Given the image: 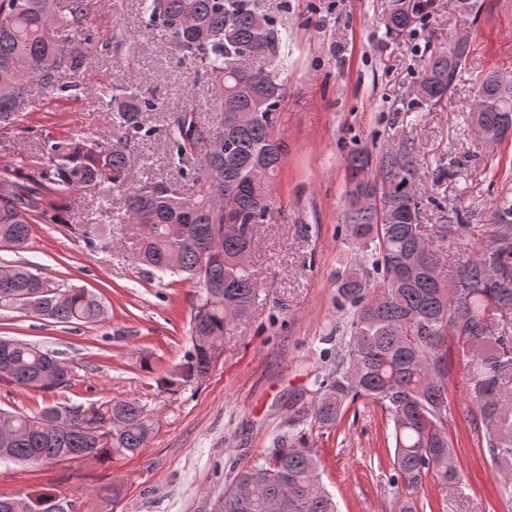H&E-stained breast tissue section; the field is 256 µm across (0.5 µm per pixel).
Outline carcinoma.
Masks as SVG:
<instances>
[{
	"instance_id": "obj_1",
	"label": "carcinoma",
	"mask_w": 512,
	"mask_h": 512,
	"mask_svg": "<svg viewBox=\"0 0 512 512\" xmlns=\"http://www.w3.org/2000/svg\"><path fill=\"white\" fill-rule=\"evenodd\" d=\"M142 33L169 43L181 63L211 85L212 110L221 130L200 123L183 109L169 119L166 140L172 165L188 183L129 179L130 143L148 136L142 113L161 110L155 98L114 83L88 87V93L112 105V121L122 138L104 142L73 134L44 141L47 162L39 170L0 168V243L27 247L31 224H61L59 203L73 209L71 193L99 188L123 194L122 210L112 220L133 239L134 259L152 275L191 280L199 288L191 315L190 347L183 361L157 379L160 390L176 396L201 382L210 362L224 357V335L238 320L251 316L261 286L251 267L238 261L247 240L220 236L217 226L241 220L263 223L271 209L275 178L287 154L276 128L285 88L277 75L258 66L288 43L261 6V0H141ZM95 0H0V134L26 116L24 89L34 83L51 96L67 88V75L85 79L86 67L100 45L92 25ZM412 23L409 10L393 9L387 28L398 34ZM58 35H50V30ZM470 41H454L429 61L416 92L432 107L448 102ZM471 108L475 126L494 136L512 130V80L495 70L477 79ZM233 97L249 123L232 126L224 99ZM416 145L402 138L382 155L367 149L347 160L348 205L344 213L353 243L369 259L354 260L338 277L339 292L352 303L350 340L336 357V367L318 384L310 426L332 430L358 399L377 404L392 448L387 450L391 481L406 493L395 494L393 512H417L428 481L461 478L448 432L452 415L449 380L451 351L470 370V422L480 431L494 461L512 458V440L503 434L502 389L512 370V340L503 336L495 312L512 310V196L501 195L493 212L497 235L488 248L473 251L452 284L444 281L432 245L418 227L414 192ZM371 186L388 199L390 223L378 211L362 208L358 193ZM75 233L99 240L112 238L93 217L72 225ZM421 271L405 272L410 259ZM24 309L59 324H95L105 305L100 295L60 285L22 266L0 269V310ZM0 379L34 392L70 385L71 368L56 352L36 344L0 338ZM153 432L137 401L106 399L87 405L56 403L34 415L0 408V462L31 464L105 461L133 455ZM0 512H78L76 500L51 494L0 497ZM219 512H337L322 483L317 452L306 432L292 428L269 455L243 465L224 490Z\"/></svg>"
}]
</instances>
